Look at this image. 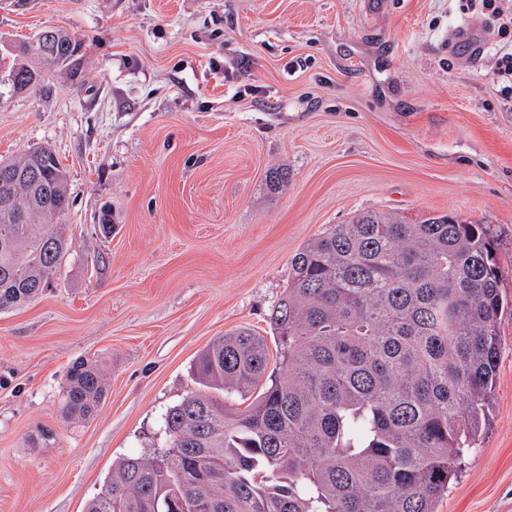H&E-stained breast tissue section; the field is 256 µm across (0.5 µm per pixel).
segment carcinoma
Returning a JSON list of instances; mask_svg holds the SVG:
<instances>
[{"instance_id":"obj_1","label":"carcinoma","mask_w":512,"mask_h":512,"mask_svg":"<svg viewBox=\"0 0 512 512\" xmlns=\"http://www.w3.org/2000/svg\"><path fill=\"white\" fill-rule=\"evenodd\" d=\"M81 51L58 28L0 70L20 77L11 92L40 91L51 69L81 80ZM12 164L35 178L0 192L1 312L50 287L69 252L57 154ZM292 270L268 316L285 377L268 373L264 337L215 339L194 364L199 388L165 414L169 448L120 460L85 512H436L488 420L512 307L488 225L361 211ZM104 392L101 366L76 363L65 414L92 416Z\"/></svg>"}]
</instances>
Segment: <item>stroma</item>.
Listing matches in <instances>:
<instances>
[{"mask_svg": "<svg viewBox=\"0 0 512 512\" xmlns=\"http://www.w3.org/2000/svg\"><path fill=\"white\" fill-rule=\"evenodd\" d=\"M460 5L0 0V37L56 26L84 51L83 82L0 93V158L48 145L69 173L71 244L50 288L0 312V512H83L122 457L168 448L199 354L269 338L294 255L358 212L490 225L512 297V102L499 39ZM468 21L477 57L448 44ZM498 332L489 425L437 512H512V315ZM81 359L106 390L70 420ZM496 75L498 78H502L506 84L510 81V85H504L501 92L507 95H512V42L510 41V47L508 44H504L498 51V56L495 62Z\"/></svg>", "mask_w": 512, "mask_h": 512, "instance_id": "obj_1", "label": "stroma"}]
</instances>
